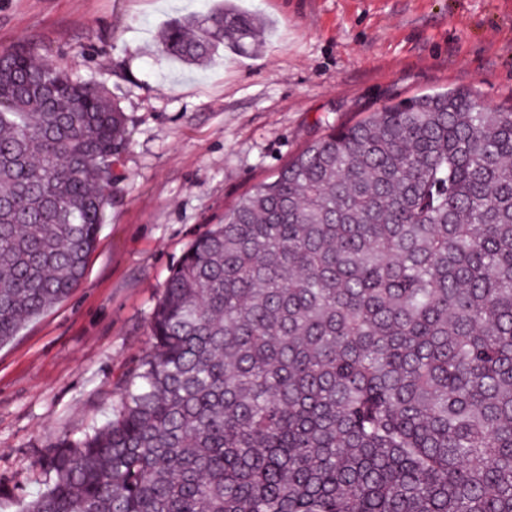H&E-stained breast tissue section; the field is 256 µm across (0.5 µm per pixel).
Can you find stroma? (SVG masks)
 Here are the masks:
<instances>
[{
	"instance_id": "obj_1",
	"label": "stroma",
	"mask_w": 512,
	"mask_h": 512,
	"mask_svg": "<svg viewBox=\"0 0 512 512\" xmlns=\"http://www.w3.org/2000/svg\"><path fill=\"white\" fill-rule=\"evenodd\" d=\"M259 50L203 66L159 51L206 0H0V51L106 83L129 150L68 299L0 345V512L35 494L37 455L105 423L150 348V317L198 236L329 124L447 88L512 108V0H237Z\"/></svg>"
}]
</instances>
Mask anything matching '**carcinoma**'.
<instances>
[{
	"label": "carcinoma",
	"mask_w": 512,
	"mask_h": 512,
	"mask_svg": "<svg viewBox=\"0 0 512 512\" xmlns=\"http://www.w3.org/2000/svg\"><path fill=\"white\" fill-rule=\"evenodd\" d=\"M264 36L225 4L161 49ZM126 125L0 52V343L83 277ZM150 332L26 512H512V110L455 89L328 127L192 242Z\"/></svg>",
	"instance_id": "1"
}]
</instances>
